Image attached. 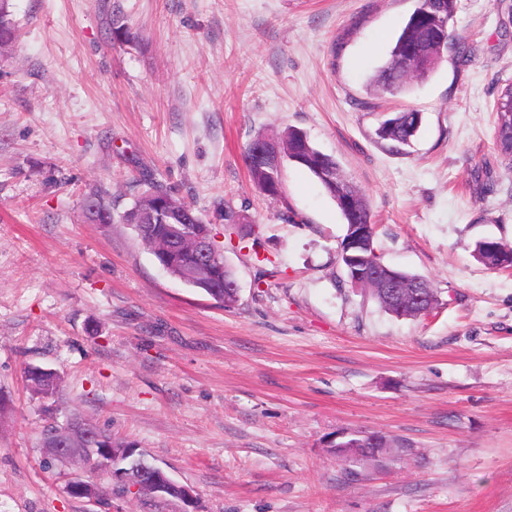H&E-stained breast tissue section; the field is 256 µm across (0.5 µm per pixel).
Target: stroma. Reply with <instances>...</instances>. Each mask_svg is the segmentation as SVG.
Instances as JSON below:
<instances>
[{"mask_svg":"<svg viewBox=\"0 0 512 512\" xmlns=\"http://www.w3.org/2000/svg\"><path fill=\"white\" fill-rule=\"evenodd\" d=\"M419 0H10L0 51V512H182L69 492L42 427L78 413L192 489L195 512H512V173L493 108L512 84V0H454L469 59L397 94L370 82ZM120 19L133 41L111 40ZM413 109L395 150L375 131ZM304 131L366 197L375 247L438 302L397 318L351 287L335 202L284 162L252 185L257 136ZM153 179L191 204L233 268L225 307L171 276L116 212ZM243 223L228 226L224 206ZM258 236L269 264L256 261ZM56 372V400L26 370ZM397 441L343 464L339 432ZM260 139V140H258ZM258 140V141H255ZM255 141L253 148L258 160L266 159L271 154V141L265 137H257L245 148L243 159L248 169L250 179L254 187L269 196H276L279 192L278 168L264 166L250 161V146ZM510 254L512 247L493 238L477 241L473 250V256L480 264L494 270L509 268L510 266L502 267V258H507Z\"/></svg>","mask_w":512,"mask_h":512,"instance_id":"obj_1","label":"stroma"}]
</instances>
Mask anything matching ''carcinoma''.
I'll use <instances>...</instances> for the list:
<instances>
[{"label": "carcinoma", "mask_w": 512, "mask_h": 512, "mask_svg": "<svg viewBox=\"0 0 512 512\" xmlns=\"http://www.w3.org/2000/svg\"><path fill=\"white\" fill-rule=\"evenodd\" d=\"M454 0H420L419 8L409 17L405 27L395 40L389 54L387 63L372 78V83L381 91L391 95L404 92L410 80L415 77L427 76L435 67V63L418 57V53L432 46L441 44V39H450L451 47L458 57L465 56V45L459 38L448 35L443 30V24L451 20L453 16ZM512 118V85L506 86L500 93L495 106L494 127H499L503 120ZM421 125L419 113L414 110H406L395 113L386 119L378 128V136L390 141L396 147L410 144ZM280 157L294 161V163L307 169L319 182L323 190L332 199H337L336 183L326 180L323 173L338 169L336 159L316 149L309 141L307 135L299 130L289 128L284 131L272 145ZM243 159L248 169L250 179L254 187L269 195L275 196L279 192L278 168L264 166L250 161V148H245ZM144 190L140 193L132 206L126 209L120 220L126 224L133 223L134 211L137 206L147 198L153 200L159 197H173L172 192L163 184L146 179L143 183ZM348 196L350 206H338L341 215L347 224L359 222L361 224L372 223L370 207L364 194L354 185L349 184ZM174 228V220L165 219L159 224H150L137 232L140 240L150 248L156 249L154 256L163 269L178 277L185 270L195 264L196 257L187 247L164 250L161 242L169 236ZM512 254V247L493 239L485 238L475 244L473 256L488 269L498 270L502 268V259ZM398 277L400 290L408 294L416 288L426 289L432 298V303H437V295L431 282L418 274H412L401 270H394ZM235 278L233 269L224 260V255H219V261L212 267L209 280V288L205 292L213 298L229 307L237 300V292L224 287V284ZM28 381L37 392H45L50 387V382L42 368L30 366L26 370ZM342 443L346 444L349 454L345 460L373 461L380 449L372 447L370 437L365 431H353L349 433Z\"/></svg>", "instance_id": "obj_1"}]
</instances>
